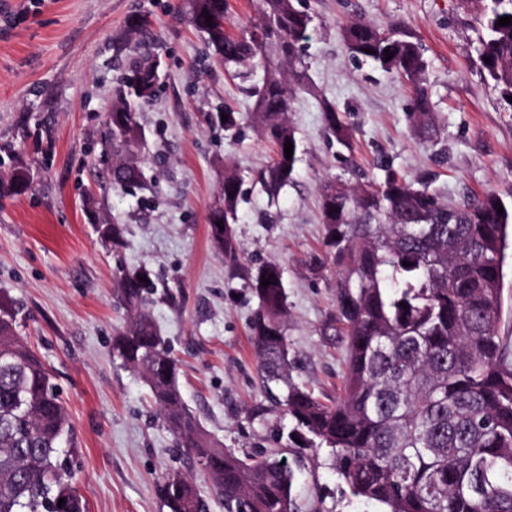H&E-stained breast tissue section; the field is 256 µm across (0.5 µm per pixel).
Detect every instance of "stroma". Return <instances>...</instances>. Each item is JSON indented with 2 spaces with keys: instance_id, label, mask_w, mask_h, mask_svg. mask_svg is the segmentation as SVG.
I'll return each mask as SVG.
<instances>
[{
  "instance_id": "obj_1",
  "label": "stroma",
  "mask_w": 512,
  "mask_h": 512,
  "mask_svg": "<svg viewBox=\"0 0 512 512\" xmlns=\"http://www.w3.org/2000/svg\"><path fill=\"white\" fill-rule=\"evenodd\" d=\"M313 18L304 46L312 91L290 100L299 141L290 186L276 199L259 176L272 145L250 125L227 132L208 112L248 111L237 69H225L191 23L189 0H0V176L28 170L32 189L0 199V294L23 303L17 333L52 369L71 418L75 480L89 512H169L167 474H189L148 386L114 361L112 337L126 312L113 299L117 268L146 264L159 288L152 315L180 363L188 409L237 456L264 452L290 464L291 512H383L354 496L327 449L293 441L295 423L262 387L250 343L258 300L248 270L282 265L288 295L290 379L320 400H336L346 367L343 334L325 332L336 310L331 267L321 254L325 185L380 181L386 160L457 204L493 191L512 196V108L483 72L476 0H304ZM139 15L160 44V87L140 107L148 149L144 188L113 186L105 116L138 37ZM401 24L419 41L424 85L438 134L423 139L408 114L407 79L354 60L343 27ZM333 105L352 128L349 146L331 139L323 110ZM243 178L234 229L239 265L213 249L207 217L222 201L225 167ZM125 225L126 244L101 243L95 222Z\"/></svg>"
}]
</instances>
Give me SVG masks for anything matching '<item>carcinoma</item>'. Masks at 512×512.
I'll list each match as a JSON object with an SVG mask.
<instances>
[{
  "label": "carcinoma",
  "instance_id": "cac0c4a2",
  "mask_svg": "<svg viewBox=\"0 0 512 512\" xmlns=\"http://www.w3.org/2000/svg\"><path fill=\"white\" fill-rule=\"evenodd\" d=\"M189 5L191 22L224 65L263 69L261 83L245 88L254 99L251 111L226 107L209 120L226 131L246 121L274 144V161L260 176L274 198L292 183L298 162L287 114L291 90L305 89L301 42L312 16L300 0H260L261 22L231 35L224 28L228 0ZM504 16L512 17V0H482L479 59L506 99L512 96V24L497 25ZM343 39L355 59L413 83L414 132L433 138L436 125L421 84L426 61L412 36L356 22L343 29ZM386 49L393 52L388 61ZM154 76L153 58L144 56L119 80L107 122L115 187L143 182L138 148L144 132L135 105L157 93H138L135 85H148ZM324 124L347 145L351 128L338 110L326 109ZM384 172L382 181L356 188L330 184L321 197L324 251L310 267L326 263L337 272V314L328 317L326 331H336L338 320L344 326L342 396L325 403L289 378L287 293L276 262L248 277L258 299L251 341L263 387L284 390L296 428L330 449L336 473L355 496L387 512H512V350L498 331L512 204L489 193L450 206L390 167ZM29 189L25 169L0 178V197ZM242 200L240 177L224 169L222 203L210 210L208 236L233 262L242 253L233 227ZM95 231L103 244L118 246L126 225L101 223ZM267 278L270 284L261 285ZM156 292L150 268L117 270L113 293L128 319L112 338V357L141 375L178 451L224 499L225 512H291L288 463L225 450L186 407L179 360L151 314ZM20 313L16 302L0 296V512H88L65 448L72 423L48 366L15 333ZM160 494L169 512H206L193 482L179 473L166 475Z\"/></svg>",
  "mask_w": 512,
  "mask_h": 512
}]
</instances>
